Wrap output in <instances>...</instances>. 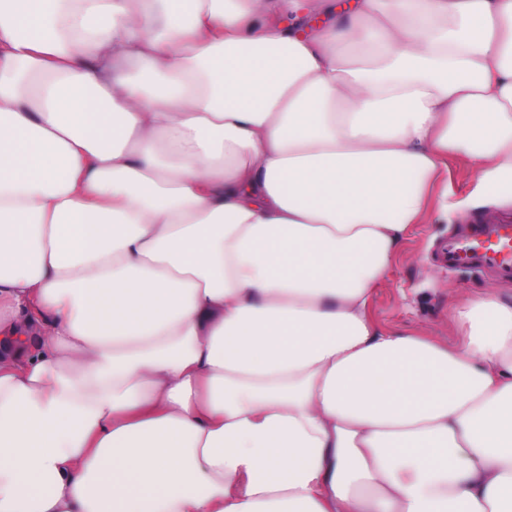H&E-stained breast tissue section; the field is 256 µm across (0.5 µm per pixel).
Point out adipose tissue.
Segmentation results:
<instances>
[{
	"label": "adipose tissue",
	"mask_w": 512,
	"mask_h": 512,
	"mask_svg": "<svg viewBox=\"0 0 512 512\" xmlns=\"http://www.w3.org/2000/svg\"><path fill=\"white\" fill-rule=\"evenodd\" d=\"M512 0H0V512H512V297L370 302Z\"/></svg>",
	"instance_id": "1"
}]
</instances>
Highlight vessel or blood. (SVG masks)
<instances>
[{
	"instance_id": "b4317fda",
	"label": "vessel or blood",
	"mask_w": 512,
	"mask_h": 512,
	"mask_svg": "<svg viewBox=\"0 0 512 512\" xmlns=\"http://www.w3.org/2000/svg\"><path fill=\"white\" fill-rule=\"evenodd\" d=\"M451 267L491 271L497 279L512 280V224H466L449 237L444 248Z\"/></svg>"
}]
</instances>
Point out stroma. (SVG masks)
Instances as JSON below:
<instances>
[{
	"label": "stroma",
	"mask_w": 512,
	"mask_h": 512,
	"mask_svg": "<svg viewBox=\"0 0 512 512\" xmlns=\"http://www.w3.org/2000/svg\"><path fill=\"white\" fill-rule=\"evenodd\" d=\"M477 186L478 175L468 160L450 157L448 215L412 229L385 281L376 288L371 310L381 328L423 333L451 343L463 332L462 326L448 316L449 305L456 297L512 292V283H500L476 271L451 270L441 261L443 244L463 221H512L511 208L471 210L469 202Z\"/></svg>",
	"instance_id": "35a3bbf8"
}]
</instances>
